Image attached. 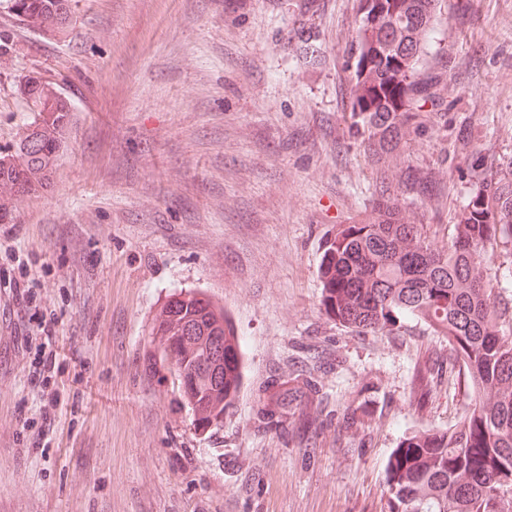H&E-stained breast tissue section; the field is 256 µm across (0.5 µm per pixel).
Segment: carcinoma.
Segmentation results:
<instances>
[{
  "instance_id": "cac0c4a2",
  "label": "carcinoma",
  "mask_w": 512,
  "mask_h": 512,
  "mask_svg": "<svg viewBox=\"0 0 512 512\" xmlns=\"http://www.w3.org/2000/svg\"><path fill=\"white\" fill-rule=\"evenodd\" d=\"M27 26L63 32L71 0H9ZM354 27L341 72L349 87L347 133L379 173L372 219L338 224L319 269L326 315L353 331L391 334L404 319L448 338L451 370L473 399L448 430L406 435L386 466L380 512H512V160L493 168L468 161L470 189L450 224H416L411 206L437 191L435 172L398 168L412 141L438 126L428 66L438 52L439 0H354ZM25 89L36 119L10 149L0 150V188L25 193L51 183L71 132V100L37 76ZM431 110L424 111L426 104ZM447 232L444 248L436 230ZM161 350L155 372H179V403L197 430L224 425V409L242 384L241 340L204 292L169 295L154 321Z\"/></svg>"
}]
</instances>
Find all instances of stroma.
Wrapping results in <instances>:
<instances>
[{
  "label": "stroma",
  "mask_w": 512,
  "mask_h": 512,
  "mask_svg": "<svg viewBox=\"0 0 512 512\" xmlns=\"http://www.w3.org/2000/svg\"><path fill=\"white\" fill-rule=\"evenodd\" d=\"M352 4L72 0L54 33L0 2V147L34 118L27 76L75 106L52 184L0 223L65 366L51 430L23 429L36 349L1 290L0 512H380L402 438L461 420L472 393L447 340L412 319L357 333L320 304L325 235L369 221L375 181L343 135ZM442 5L445 122L404 158L440 188L418 224L462 205L467 151L512 158V0ZM181 289L223 307L242 342L239 396L208 433L146 366ZM285 393L280 425L257 428Z\"/></svg>",
  "instance_id": "stroma-1"
}]
</instances>
